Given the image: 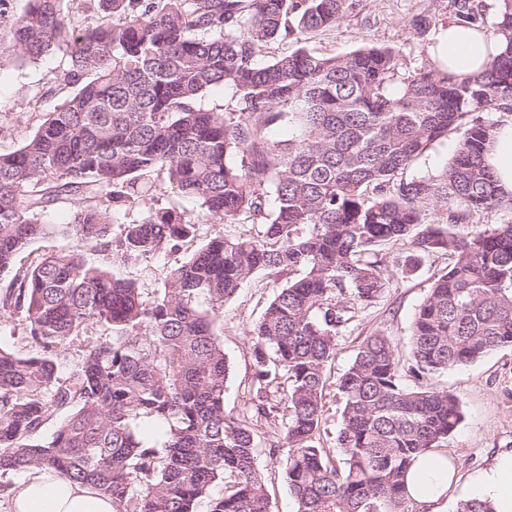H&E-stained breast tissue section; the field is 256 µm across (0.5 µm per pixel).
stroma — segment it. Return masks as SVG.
<instances>
[{"label": "stroma", "instance_id": "stroma-1", "mask_svg": "<svg viewBox=\"0 0 512 512\" xmlns=\"http://www.w3.org/2000/svg\"><path fill=\"white\" fill-rule=\"evenodd\" d=\"M451 0H353L346 17L336 26L315 33L310 49L322 54H343L362 46H394L400 51L404 71L432 66L429 49L439 30L451 23ZM61 55L53 54L34 62H21L0 54V153L8 154L23 145L37 130L46 112L61 98L38 99V92L62 66ZM246 224H218L200 217L194 240L180 252L163 255L121 271L152 298L162 288L167 270L183 261L198 245L219 235L249 232ZM447 256H432L407 274L395 273L388 288L374 303L359 307L338 341L336 356L329 367L331 377L323 398V447L334 448L341 422L343 402L336 379L350 365L366 336L382 332L391 336L401 361L410 358V335L414 314L432 283L445 273ZM289 272L256 274L224 304L217 332L231 370L226 384L224 407L235 414L249 398L252 354L248 331L262 315L278 288L292 280ZM425 386L445 390L461 402L465 418L448 441L447 453L462 480L477 476L495 456L512 452V348H503L484 358L425 379ZM258 463L271 497L272 512H295L278 458L260 448Z\"/></svg>", "mask_w": 512, "mask_h": 512}]
</instances>
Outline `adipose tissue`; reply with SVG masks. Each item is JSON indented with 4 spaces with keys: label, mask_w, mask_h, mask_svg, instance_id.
<instances>
[{
    "label": "adipose tissue",
    "mask_w": 512,
    "mask_h": 512,
    "mask_svg": "<svg viewBox=\"0 0 512 512\" xmlns=\"http://www.w3.org/2000/svg\"><path fill=\"white\" fill-rule=\"evenodd\" d=\"M498 43L488 33L456 24L436 36L434 54L440 67L472 74L484 67ZM487 160L499 185L512 192V120L498 128ZM460 478L447 453L431 450L410 468L406 485L419 512H445L448 494ZM471 497L490 500L495 512H512V453L499 455L468 485ZM12 512H113L110 499L92 487L38 470L12 491Z\"/></svg>",
    "instance_id": "1"
}]
</instances>
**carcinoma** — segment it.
<instances>
[{
  "mask_svg": "<svg viewBox=\"0 0 512 512\" xmlns=\"http://www.w3.org/2000/svg\"><path fill=\"white\" fill-rule=\"evenodd\" d=\"M11 2L0 0V44L22 62L62 54L40 96L71 92L0 154V275L11 277L0 316L20 318L37 348L0 349V478L51 470L111 498L114 512H195L204 498L209 512H270L264 443L274 456L286 449L295 512H412L406 472L445 446L464 410L405 378L512 348V220L457 232L482 213L512 214V194L486 163L498 123L483 117L512 112V0L491 19L476 0H453L456 24L490 30L501 46L468 76L403 74L392 46H302L343 20L351 0H27L19 13ZM275 39L301 47L261 60ZM214 86L232 92L222 113L199 104ZM285 124L288 138L273 137ZM450 133L441 172L407 175ZM161 185L211 219L259 229L212 237L147 300L116 269L179 252L197 216L155 209L115 241L111 227ZM72 199L74 223L43 221ZM58 228L77 248L16 266ZM387 242L407 247L404 273L437 253L451 263L415 313L410 362L374 333L339 377L337 461L321 445L327 367L355 307L387 288L377 251ZM83 247L102 264H88ZM287 270L299 276L249 330L250 398L228 414L216 333L224 302L253 275ZM95 327L102 334L88 338ZM74 340L70 361L62 346ZM283 382L284 398L271 399ZM456 512L494 509L474 498Z\"/></svg>",
  "mask_w": 512,
  "mask_h": 512,
  "instance_id": "carcinoma-1",
  "label": "carcinoma"
}]
</instances>
